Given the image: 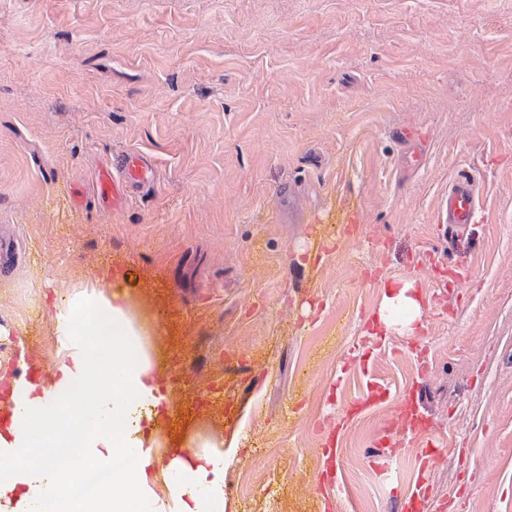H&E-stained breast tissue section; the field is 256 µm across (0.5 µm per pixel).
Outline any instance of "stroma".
<instances>
[{
    "mask_svg": "<svg viewBox=\"0 0 512 512\" xmlns=\"http://www.w3.org/2000/svg\"><path fill=\"white\" fill-rule=\"evenodd\" d=\"M130 152L154 180L114 208ZM3 238L0 376L51 370L55 303L111 273L163 310L174 429L224 436V512H410L419 481L512 512V0H0ZM451 248L462 285L418 277ZM400 280L417 331L373 335ZM145 165V166H144ZM149 183L148 167L139 156H128L118 176L109 167H101L95 173L94 191L102 200H112L116 207L128 191ZM479 198L474 181L468 175H459L448 187V200L438 222L448 224V242L459 237L467 224H474L479 215Z\"/></svg>",
    "mask_w": 512,
    "mask_h": 512,
    "instance_id": "stroma-1",
    "label": "stroma"
}]
</instances>
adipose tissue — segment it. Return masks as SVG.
Listing matches in <instances>:
<instances>
[{
    "instance_id": "ef3b65f1",
    "label": "adipose tissue",
    "mask_w": 512,
    "mask_h": 512,
    "mask_svg": "<svg viewBox=\"0 0 512 512\" xmlns=\"http://www.w3.org/2000/svg\"><path fill=\"white\" fill-rule=\"evenodd\" d=\"M143 296L102 278L56 307L62 340L49 378L19 377L0 416V512H224V438L207 429L164 430L175 415L162 387L164 326L149 322ZM415 333L414 282L386 291L389 310Z\"/></svg>"
}]
</instances>
